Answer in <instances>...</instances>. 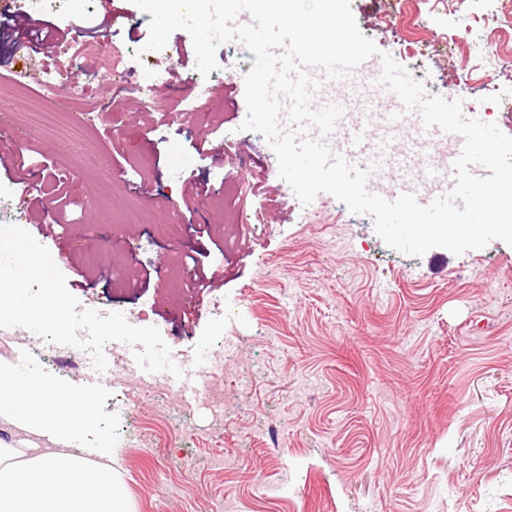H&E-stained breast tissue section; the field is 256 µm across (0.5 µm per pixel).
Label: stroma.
<instances>
[{"label":"stroma","instance_id":"obj_1","mask_svg":"<svg viewBox=\"0 0 512 512\" xmlns=\"http://www.w3.org/2000/svg\"><path fill=\"white\" fill-rule=\"evenodd\" d=\"M114 2L129 19L110 28L105 0H67L49 18L61 42L95 27L100 42L142 50L111 87L113 112H99L94 59L35 47L34 59L88 88L81 108L91 120L46 131L25 110L0 107V186L16 188L26 171L41 179V198L24 200L12 221L42 238L82 307L158 328L188 368L225 338L238 348L224 365L233 397L220 416L186 408L166 381L124 410L109 383L117 370H106L85 443L111 439L132 512H224L228 499L235 512H512V246L413 257L330 194L303 205L263 136L242 130L240 111L210 135L225 147L209 175L223 193L192 196L208 113L184 84L197 73L192 40L178 30L163 50L144 51L150 14ZM351 7L427 95L462 99L482 117L499 62L481 39L495 35L512 54V0ZM417 41L427 55L409 51ZM160 73L154 104L139 109L132 82ZM103 165L112 180L98 178ZM257 168L263 194L252 187ZM201 224L241 225L249 237L211 252V264L235 267L198 306L181 258L208 245ZM131 267L153 274L136 293L122 286Z\"/></svg>","mask_w":512,"mask_h":512}]
</instances>
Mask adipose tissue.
<instances>
[{
  "label": "adipose tissue",
  "mask_w": 512,
  "mask_h": 512,
  "mask_svg": "<svg viewBox=\"0 0 512 512\" xmlns=\"http://www.w3.org/2000/svg\"><path fill=\"white\" fill-rule=\"evenodd\" d=\"M0 418L26 433L0 440V512H130L111 440L91 457L75 452L92 424L89 395L45 374L22 377L1 359Z\"/></svg>",
  "instance_id": "ef3b65f1"
}]
</instances>
